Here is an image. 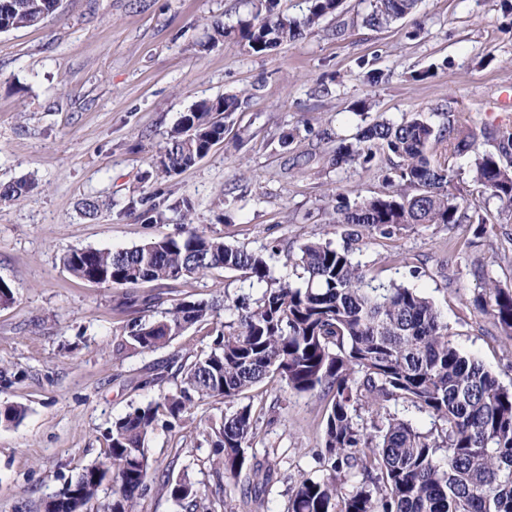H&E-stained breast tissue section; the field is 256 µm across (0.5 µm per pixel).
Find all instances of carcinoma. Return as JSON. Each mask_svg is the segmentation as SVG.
Segmentation results:
<instances>
[{
  "instance_id": "obj_1",
  "label": "carcinoma",
  "mask_w": 512,
  "mask_h": 512,
  "mask_svg": "<svg viewBox=\"0 0 512 512\" xmlns=\"http://www.w3.org/2000/svg\"><path fill=\"white\" fill-rule=\"evenodd\" d=\"M279 0H248L247 16L235 26L216 24L204 49L236 34L257 54L295 42L319 27L341 0H309L297 19L278 9ZM419 0H372L364 22L385 28L412 15ZM57 10V0H0V33L39 26ZM251 98L238 95L201 101L183 113L166 134L156 162L179 174L224 139L226 116ZM447 141L452 153L474 154L472 181L479 193L512 210V132L502 135L500 153L480 152L470 129L433 127L415 113L398 125L374 122L353 141H340L331 164H371L384 152L398 158L385 176L392 190L355 205L332 206L330 223L391 235L407 224H457L461 203L448 192V164L428 154L433 141ZM34 189L22 179L0 184V202ZM181 235L148 240L131 248L80 249L65 258L79 280L112 288L144 283L175 286L216 269L243 272L261 286L249 303L224 306L236 312L234 325L212 328L209 350L180 366L176 390L112 421L103 437V459L84 467L45 505L47 512H83L112 481V500L97 512H137L152 477L148 455L152 435L173 426L192 408L218 401L231 408L206 427L213 464L237 479L246 450L257 435V417L239 400L268 378L297 393L316 390L330 397L323 429L327 478L304 477L291 490L287 512H512V389L501 385L474 356L450 338L448 322L420 289L402 283L374 284L352 251L329 241L303 244L288 258L296 280L276 278L262 252L224 243L191 224ZM474 305L493 317L512 339V289L490 279L478 286ZM218 306L180 299L159 318L142 316L123 328L117 353L153 352L195 324L214 323ZM413 407L432 419L423 431L411 420L386 411L387 404ZM384 410L370 423L362 408ZM26 408L0 406V424L19 423ZM362 476L343 492L336 474ZM185 512L208 510L194 484H163Z\"/></svg>"
}]
</instances>
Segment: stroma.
Segmentation results:
<instances>
[{"label":"stroma","mask_w":512,"mask_h":512,"mask_svg":"<svg viewBox=\"0 0 512 512\" xmlns=\"http://www.w3.org/2000/svg\"><path fill=\"white\" fill-rule=\"evenodd\" d=\"M371 0H343L319 29L256 55L238 36L204 51L212 23L235 25L243 0H61L37 27L0 33V183L35 179L33 193L0 203V280L15 300L0 306V404L27 409L0 425V512H43L83 467L102 459L103 433L116 418L174 391L187 356L208 349L207 326H191L168 346L117 356L128 320L189 298L256 299L260 286L239 271L215 270L175 288L155 283L106 288L64 265L84 248L118 250L177 235L183 213L208 234L264 253L278 278L287 254L307 241L346 243L329 222L333 195L355 203L388 189L397 160L330 167L332 138H352L363 121L398 124L423 113L435 126L464 124L479 150L497 152L512 132V0H420L415 13L374 29ZM377 70L378 83L367 78ZM243 89L253 96L225 122L224 139L196 165L168 176L153 160L169 129L202 100ZM447 161L458 197L474 199L472 155ZM165 218L143 220L154 192ZM103 207L81 214L82 199ZM484 225L410 224L391 236L364 234L355 257L370 277L423 289L448 322L455 344L512 388V339L470 300L480 274L512 288V210L481 206ZM135 298L126 307L125 298ZM245 400L260 410L251 461L261 506L245 503L233 480L218 481L206 441L221 403L192 409L173 429L158 428L149 455L171 480L189 479L212 512H286L303 476L329 473L322 448L326 398L278 380Z\"/></svg>","instance_id":"1"}]
</instances>
